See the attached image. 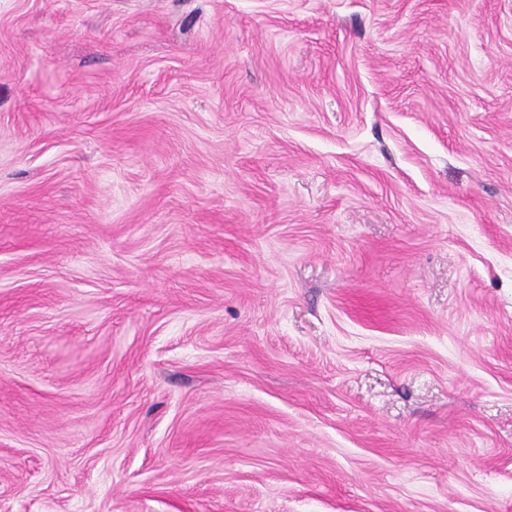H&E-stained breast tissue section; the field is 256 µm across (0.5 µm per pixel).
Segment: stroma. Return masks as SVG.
<instances>
[{"label":"stroma","instance_id":"1","mask_svg":"<svg viewBox=\"0 0 512 512\" xmlns=\"http://www.w3.org/2000/svg\"><path fill=\"white\" fill-rule=\"evenodd\" d=\"M0 512H512V0H0Z\"/></svg>","mask_w":512,"mask_h":512}]
</instances>
